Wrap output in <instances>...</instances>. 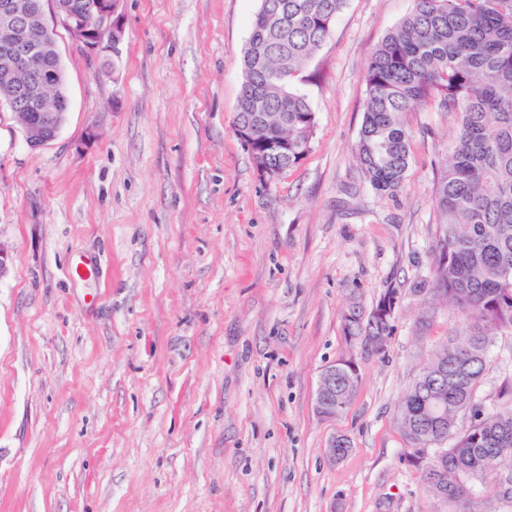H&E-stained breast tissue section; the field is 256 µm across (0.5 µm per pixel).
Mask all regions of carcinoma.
Instances as JSON below:
<instances>
[{"label": "carcinoma", "instance_id": "cac0c4a2", "mask_svg": "<svg viewBox=\"0 0 512 512\" xmlns=\"http://www.w3.org/2000/svg\"><path fill=\"white\" fill-rule=\"evenodd\" d=\"M345 0H260L242 58L234 125L249 124L247 151L261 162L267 144L288 139V167L310 152L316 113L294 78L328 39ZM364 115L356 159L380 195L402 190L411 162L405 112L436 108L457 119L448 159L433 188L440 224L430 287L472 325L447 337L426 374L402 398L397 421L405 461L435 499L471 512L473 483L491 481L512 505V404L484 411L475 387L491 339L512 332V0H415L375 48L363 73ZM353 302L342 312L349 345L384 351L393 325ZM360 374L336 364V412L353 400ZM468 411L473 420L458 427ZM453 439L451 446L439 444ZM432 452L427 453L425 449Z\"/></svg>", "mask_w": 512, "mask_h": 512}]
</instances>
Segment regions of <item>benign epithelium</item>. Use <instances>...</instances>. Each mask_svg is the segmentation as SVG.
Listing matches in <instances>:
<instances>
[{"label":"benign epithelium","mask_w":512,"mask_h":512,"mask_svg":"<svg viewBox=\"0 0 512 512\" xmlns=\"http://www.w3.org/2000/svg\"><path fill=\"white\" fill-rule=\"evenodd\" d=\"M121 0H98L93 5L95 22L89 23L85 11L68 0H0V80L10 90V97H23L33 110L43 106L47 90L57 93V106H66L59 75L45 69L44 58L53 44H34L30 34L48 30L45 6H51L55 21L68 33L76 47L92 60L117 54L123 41ZM26 142L40 146L55 139L49 128L35 120V113L18 112ZM336 391V365L324 368L314 394V408L323 412L330 392Z\"/></svg>","instance_id":"1"}]
</instances>
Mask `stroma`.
I'll return each instance as SVG.
<instances>
[{"label":"stroma","instance_id":"stroma-1","mask_svg":"<svg viewBox=\"0 0 512 512\" xmlns=\"http://www.w3.org/2000/svg\"><path fill=\"white\" fill-rule=\"evenodd\" d=\"M259 0H122L113 64L59 32L69 109L28 146L0 109V512H449L402 458L398 405L463 317L422 294L456 131L408 112L398 196L356 160L363 73L414 0H346L295 81L310 153L260 180L233 122ZM398 297L349 406L313 398L341 314ZM512 386L497 333L476 387ZM352 448L332 462L333 436Z\"/></svg>","mask_w":512,"mask_h":512}]
</instances>
